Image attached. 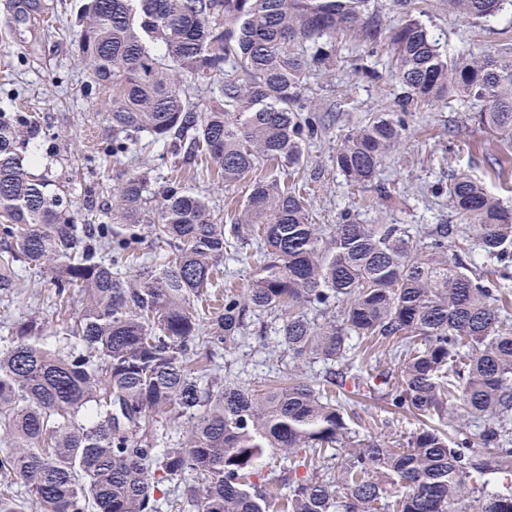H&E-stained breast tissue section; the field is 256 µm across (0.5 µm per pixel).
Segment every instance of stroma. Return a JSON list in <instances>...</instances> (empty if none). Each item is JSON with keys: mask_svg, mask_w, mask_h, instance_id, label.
Returning <instances> with one entry per match:
<instances>
[{"mask_svg": "<svg viewBox=\"0 0 512 512\" xmlns=\"http://www.w3.org/2000/svg\"><path fill=\"white\" fill-rule=\"evenodd\" d=\"M20 0H0V110L29 112L46 127L38 140L40 167L50 168L64 183L76 219L85 215V200L101 173L120 176L132 169L147 171L149 195H157L177 158L158 147L133 160L105 158L98 144L111 137L108 98L88 95L83 88L88 71L75 52L72 21L82 0H39L36 21L17 18ZM420 16L431 36L448 57L461 53L493 54L512 59V16L500 15L475 23L448 11L446 0H425ZM353 33L336 41V60L311 79L305 95L320 109L324 128L304 152L308 168L317 175L310 185L313 217L318 224H456L460 218L448 205V181L466 173L481 179L499 202L512 207V162L498 166L494 159L502 147L500 137L471 121L460 102L436 104L406 114L407 140L386 160L381 178L394 186L392 198L381 201L374 187L352 191L333 158L348 130L362 125L374 113L389 110L399 85L392 79L389 57L380 54V79L371 80L353 69L356 55L367 54ZM187 186L209 197L214 213L232 224L228 201L244 203L248 181L227 186L222 181L196 178L190 165H181ZM20 288L0 294V337H9L25 320L43 323L40 339L58 346L61 317L52 305V276L44 271L24 272ZM277 321L265 327L251 325L235 341L221 345L212 358L224 382L244 387L264 384L288 369L289 358L278 344ZM348 424L357 436L395 445L419 429L421 419L393 412L377 394L350 393L344 399Z\"/></svg>", "mask_w": 512, "mask_h": 512, "instance_id": "1", "label": "stroma"}]
</instances>
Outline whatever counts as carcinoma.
<instances>
[{
  "label": "carcinoma",
  "mask_w": 512,
  "mask_h": 512,
  "mask_svg": "<svg viewBox=\"0 0 512 512\" xmlns=\"http://www.w3.org/2000/svg\"><path fill=\"white\" fill-rule=\"evenodd\" d=\"M370 3L86 0L76 53L88 89L110 93L104 153L139 156L161 143L226 186L269 166L307 179L304 147L319 121L305 86L313 68L332 63L344 32L369 46L356 72L379 77L371 57L388 48L401 87L391 109L349 131L336 152L350 185L390 197L381 167L404 141L402 114L438 101H473L478 126L512 133V59H450L418 18L420 0H393L402 16L386 32ZM448 11L474 22L511 12L512 0H448ZM186 81L216 94L213 103L190 101ZM41 134L31 115L0 113V239L13 241L0 254V290L19 286L15 267L37 268L52 274L58 310L76 294L85 303L61 323L72 341L44 346L34 318L0 347V512H161L155 493L173 479L191 512H451L469 493L467 512H512V208L482 181L449 179L448 204L466 223L414 230L314 224L296 186L255 176L236 224L262 248H236L253 275L243 294L224 293L205 328L195 302L231 246L208 200L167 178L152 231L170 251L148 265L134 247L146 177L118 179L104 213L88 195L78 224L56 180L32 172L27 148ZM470 228L462 255L454 237ZM481 257L503 269L485 270ZM336 304L339 317L309 320L308 308ZM269 314L282 318L278 344L291 360L340 367L315 380L296 366L254 388L224 384L210 369L213 349ZM384 353L400 360L397 372L378 366ZM360 357L375 361L364 376L353 372ZM350 381L440 424L459 405L482 447L426 423L394 446L357 438L333 395ZM159 415L187 418L183 446L157 447ZM340 451L345 462L321 478ZM270 454L288 489L276 509L254 480ZM486 475L506 492L478 487Z\"/></svg>",
  "instance_id": "cac0c4a2"
}]
</instances>
